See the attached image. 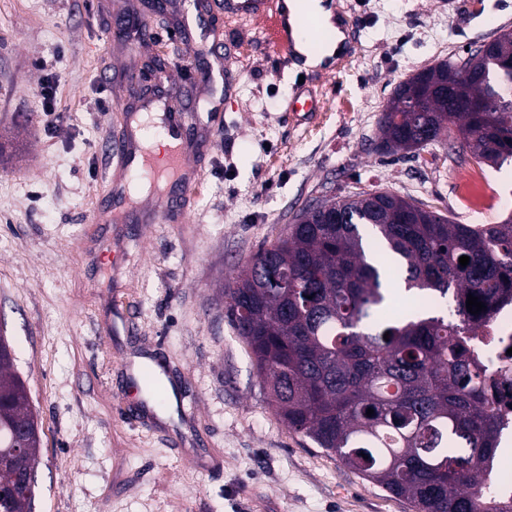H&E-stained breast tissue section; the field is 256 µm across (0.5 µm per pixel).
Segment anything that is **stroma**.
Masks as SVG:
<instances>
[{"instance_id": "35a3bbf8", "label": "stroma", "mask_w": 512, "mask_h": 512, "mask_svg": "<svg viewBox=\"0 0 512 512\" xmlns=\"http://www.w3.org/2000/svg\"><path fill=\"white\" fill-rule=\"evenodd\" d=\"M0 0V327L38 415L33 512H413L288 429L267 404L224 308L242 264L304 205L388 190L463 224L512 214V165L450 162L430 145L376 151L396 86L512 31V0H339L357 44L318 82L315 120L289 112L294 78L256 23L217 18L215 0ZM151 24L158 41L133 46ZM228 40L232 91L200 42ZM193 56L176 108L203 161L184 224H147L113 207L100 150L150 99L148 58ZM59 121L32 110L43 81ZM477 179L481 209L460 184ZM162 358L179 410L162 422L126 376Z\"/></svg>"}]
</instances>
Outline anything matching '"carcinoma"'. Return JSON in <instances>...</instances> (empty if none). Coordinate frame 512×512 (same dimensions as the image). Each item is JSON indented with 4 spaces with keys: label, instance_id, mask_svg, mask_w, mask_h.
<instances>
[{
    "label": "carcinoma",
    "instance_id": "cac0c4a2",
    "mask_svg": "<svg viewBox=\"0 0 512 512\" xmlns=\"http://www.w3.org/2000/svg\"><path fill=\"white\" fill-rule=\"evenodd\" d=\"M509 60L512 40L496 35L399 83L378 122L379 150L453 149L454 126L461 154L502 167L512 160ZM477 87L487 112L473 109ZM332 201L344 223L302 209L303 221L261 247L224 291L268 404L414 512H477L502 424L486 394L489 369L470 351L488 310L472 314L466 301H512V218L458 224L388 191ZM9 347L1 330L0 512H32L31 499L10 492L16 472L36 474L39 430ZM18 421L35 427L19 451Z\"/></svg>",
    "mask_w": 512,
    "mask_h": 512
}]
</instances>
